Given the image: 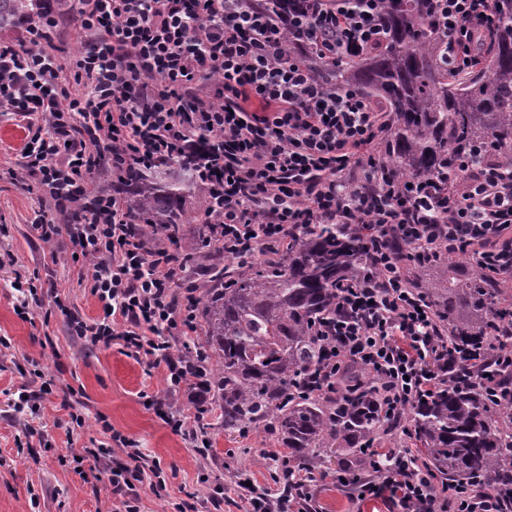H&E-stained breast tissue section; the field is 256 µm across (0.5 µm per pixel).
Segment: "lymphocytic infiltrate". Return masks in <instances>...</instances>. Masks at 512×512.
Instances as JSON below:
<instances>
[{
    "mask_svg": "<svg viewBox=\"0 0 512 512\" xmlns=\"http://www.w3.org/2000/svg\"><path fill=\"white\" fill-rule=\"evenodd\" d=\"M60 2L44 0L40 12L19 19L20 38L0 39V112L25 122V152L8 173L19 184L36 179L43 191L33 221L39 239L50 245L66 234L104 309L101 319L72 320L73 335L152 358L168 393L199 388L200 360L180 351L195 331L193 273L172 247L134 235L125 198L94 176L117 178L191 153L206 135L213 150L197 180L210 223L224 227L225 252L244 260L260 250L282 254L292 231L312 224L366 232L364 268L339 291L336 319L320 332L321 384L363 368L389 419L461 366L512 401V336H451L406 274L410 262L461 244L473 263L511 281L512 172L492 165L399 180L377 153L385 114L357 90H336L315 75L316 66L384 43L382 0H280L273 8L266 0H78L73 12ZM492 2L433 0L455 70L480 65ZM69 24L85 36L70 66L55 44ZM359 167L367 174L357 184L349 175ZM50 208L70 212V222L48 221ZM111 439L121 459L83 451L73 460L93 472L110 464L114 512H139L138 483L161 489L165 480L135 441L118 432ZM366 464L362 495H389L401 512H512V496L440 484L407 452L374 448ZM313 479L289 469L293 494L251 493L246 512H302Z\"/></svg>",
    "mask_w": 512,
    "mask_h": 512,
    "instance_id": "lymphocytic-infiltrate-1",
    "label": "lymphocytic infiltrate"
}]
</instances>
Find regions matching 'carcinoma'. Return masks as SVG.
Returning a JSON list of instances; mask_svg holds the SVG:
<instances>
[{
	"label": "carcinoma",
	"mask_w": 512,
	"mask_h": 512,
	"mask_svg": "<svg viewBox=\"0 0 512 512\" xmlns=\"http://www.w3.org/2000/svg\"><path fill=\"white\" fill-rule=\"evenodd\" d=\"M37 8L38 0H0V29ZM432 9V0H385L384 46L322 67L321 75L382 105L383 153L399 178L426 180L458 160L477 167L489 156L512 168V0H493L484 62L466 75L442 62ZM197 161L174 155L147 172L131 171L125 181L132 187L127 216L139 232L156 231L175 245L192 236L209 248L205 288L194 304L196 341L185 351L206 355L207 389L220 402L224 431L271 422L288 459L312 471L332 449L336 480L349 481L386 421L368 384L356 383L351 371L337 378L333 397L305 387L320 354L316 330L334 318L340 284L358 277L365 236L318 224L291 240L276 262L233 265L219 225L187 218ZM448 264L463 271L450 280L438 262L417 268V286L448 331L479 337L506 325L493 311L497 282L461 249L448 255ZM511 417L512 407L498 404L483 386L453 380L409 406L399 424L443 483L512 495Z\"/></svg>",
	"instance_id": "1"
}]
</instances>
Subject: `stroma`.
Returning a JSON list of instances; mask_svg holds the SVG:
<instances>
[{"label":"stroma","mask_w":512,"mask_h":512,"mask_svg":"<svg viewBox=\"0 0 512 512\" xmlns=\"http://www.w3.org/2000/svg\"><path fill=\"white\" fill-rule=\"evenodd\" d=\"M36 207V188L0 176V512H112L108 481L81 478L72 456L108 447L113 430L136 441L166 475L162 495L141 486L140 512H174L178 503L194 504V512H244L236 484L247 478L274 488L262 453L276 439L260 428L225 433L212 395L188 389L171 403L188 415L208 406L210 456L201 462L149 403L166 394L161 368L69 332V316L89 322L102 306L67 238L51 246L38 240ZM66 389L76 399L70 410L60 405ZM322 470L313 512H396L391 502L354 498L337 483L335 461Z\"/></svg>","instance_id":"35a3bbf8"}]
</instances>
